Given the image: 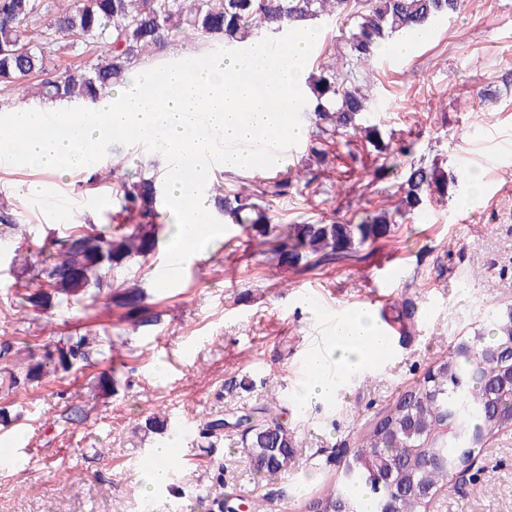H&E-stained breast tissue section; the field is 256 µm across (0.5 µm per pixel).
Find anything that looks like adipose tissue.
Here are the masks:
<instances>
[{
  "mask_svg": "<svg viewBox=\"0 0 512 512\" xmlns=\"http://www.w3.org/2000/svg\"><path fill=\"white\" fill-rule=\"evenodd\" d=\"M203 179L204 174L199 171L180 178L171 187L172 194L183 203L179 212L178 241L186 240L194 215L209 209L207 200L197 194V185ZM386 342L369 310H360L337 322L331 356L319 353L309 359V375L296 404L297 411H304L311 402L336 398L354 375L370 367L379 348Z\"/></svg>",
  "mask_w": 512,
  "mask_h": 512,
  "instance_id": "adipose-tissue-1",
  "label": "adipose tissue"
}]
</instances>
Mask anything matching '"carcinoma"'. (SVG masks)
I'll return each instance as SVG.
<instances>
[{
  "label": "carcinoma",
  "instance_id": "1",
  "mask_svg": "<svg viewBox=\"0 0 512 512\" xmlns=\"http://www.w3.org/2000/svg\"><path fill=\"white\" fill-rule=\"evenodd\" d=\"M361 4L356 10L354 5ZM465 7V0H0V110L21 95L41 102H93L122 84L145 60L158 56L180 38L204 48L240 49L245 39L266 29L274 34L324 15L341 17L356 12V22L345 47L343 71L332 63L306 78L304 110L313 116L315 134L311 151L320 161L325 145L335 137L363 135L379 141L375 125H366L370 111L367 90L352 68L372 61L398 34L414 35L429 23ZM82 43L86 61L63 74L52 62ZM414 143L403 141L393 155L378 156L372 164L388 171L398 157L407 158L406 175L394 211L367 213L357 224H274L268 211L277 199L290 194L291 181L269 178L252 192L227 197L218 192L215 202L234 224L262 238L277 264L315 269L339 260L354 259L364 249L393 232L424 204V198L444 193L448 184L437 166L414 160ZM118 215L126 224H108L90 232L72 234L54 242L56 249L42 262L28 267L23 308L96 305L105 278L132 256L144 259L159 245L156 181L112 169ZM114 302L127 309L135 325L155 321L142 307L139 289L115 287ZM512 307L490 313L487 328L448 346L421 380L403 391L383 415L359 437L345 459L336 485L309 499L307 512H361L356 490H364L373 512H430L433 496L451 490L449 478L465 473L474 490L483 489L475 470L476 449L495 435L512 431V385L503 377L512 372ZM112 348L109 336H90L78 329L61 336L55 352L37 358L17 373L9 372L8 388L22 389L47 372L67 376L105 360ZM116 371L95 377V391L115 392ZM224 416L195 422V436L207 447L224 441ZM239 445L254 473L272 481L291 468L295 435L280 420L271 403L250 409L235 421ZM169 423L154 415L137 430L163 435ZM213 495L200 496L204 512H224V466L211 460Z\"/></svg>",
  "mask_w": 512,
  "mask_h": 512
}]
</instances>
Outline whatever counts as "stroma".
Masks as SVG:
<instances>
[{"instance_id": "35a3bbf8", "label": "stroma", "mask_w": 512, "mask_h": 512, "mask_svg": "<svg viewBox=\"0 0 512 512\" xmlns=\"http://www.w3.org/2000/svg\"><path fill=\"white\" fill-rule=\"evenodd\" d=\"M316 49L304 67L315 72L343 52L351 26L321 18ZM512 0H469L465 10L436 21L425 41L392 63L376 57L370 75L371 119L392 143L414 142L417 156L445 172L479 170L483 188L427 199L420 212L400 221L361 261L300 271L275 266L248 235L210 239L190 261L191 271L173 287L160 285L158 270L175 239L171 212L160 208V246L146 259H130L121 282L140 288L157 322L132 328L122 308L38 311L18 306L27 275L25 260L41 256L46 237L63 238L71 227L111 223L117 210L111 183L89 184L91 173L118 167L163 182L164 157L144 147L112 145L94 171L65 174L31 166H0V202L16 224L0 236V340L12 359L44 353L74 328L115 337L111 363L98 362L59 378L51 374L26 389L0 386V407L12 421L0 440L13 442L12 461L0 460V512H189L195 495L211 485L209 461L224 463V491L245 502L262 500L266 512H305L307 498L336 480L339 465H324L330 451L354 447L359 435L450 343L472 335L494 309L512 305ZM403 166L382 181L355 169L343 185L319 178L277 200L281 224L346 220L394 209ZM43 193L29 195L28 184ZM399 274L388 305L375 300L372 282L384 261ZM413 302L417 321L392 355L357 377L329 402L295 410L310 349L324 346L322 309L367 308L395 319ZM120 369L115 394L93 397L98 373ZM253 380L250 390L229 381ZM274 386L281 419L296 436L294 463L276 482L261 481L228 428L214 454L196 449L180 464L171 490L143 491L139 459L152 438L133 428L157 413L171 425L234 415L262 404ZM80 419H70L73 407ZM476 465L488 485L478 494L456 484L430 512H512V431L478 449Z\"/></svg>"}]
</instances>
